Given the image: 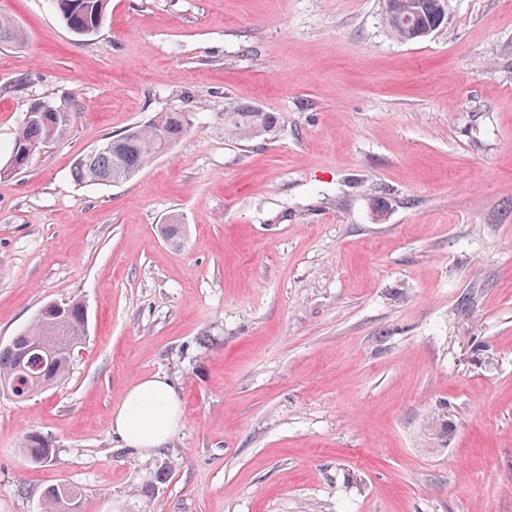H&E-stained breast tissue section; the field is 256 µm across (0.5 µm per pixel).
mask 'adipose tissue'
I'll list each match as a JSON object with an SVG mask.
<instances>
[{
	"label": "adipose tissue",
	"instance_id": "obj_1",
	"mask_svg": "<svg viewBox=\"0 0 512 512\" xmlns=\"http://www.w3.org/2000/svg\"><path fill=\"white\" fill-rule=\"evenodd\" d=\"M178 424V408L167 380L153 376L141 380L125 394L112 415V428L135 448L164 444Z\"/></svg>",
	"mask_w": 512,
	"mask_h": 512
}]
</instances>
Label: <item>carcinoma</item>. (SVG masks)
<instances>
[{"instance_id":"1","label":"carcinoma","mask_w":512,"mask_h":512,"mask_svg":"<svg viewBox=\"0 0 512 512\" xmlns=\"http://www.w3.org/2000/svg\"><path fill=\"white\" fill-rule=\"evenodd\" d=\"M109 0H54L55 9L71 32L86 29L99 18L106 19ZM447 0H385V21L391 35L401 42L414 41L413 28L435 31L445 21ZM23 30L0 18V44H20ZM66 124L60 112H27L16 133L12 151L39 149ZM272 112L229 107L224 112V131L240 140H252L277 127ZM185 116L162 112L144 125L133 126L103 144L105 151L89 164L77 162L71 175L78 184L111 183L132 179L162 154L183 133ZM88 314L79 301L48 304L31 326L0 349V391L19 402L61 384L70 373L72 354L86 336ZM448 416L437 412L425 428V436L447 442ZM22 448L33 462L49 458L50 444L37 434L23 438ZM81 494L67 484L46 494L47 512H77Z\"/></svg>"}]
</instances>
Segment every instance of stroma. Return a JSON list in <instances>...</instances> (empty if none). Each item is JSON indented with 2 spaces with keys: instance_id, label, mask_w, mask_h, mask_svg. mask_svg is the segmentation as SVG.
<instances>
[{
  "instance_id": "stroma-1",
  "label": "stroma",
  "mask_w": 512,
  "mask_h": 512,
  "mask_svg": "<svg viewBox=\"0 0 512 512\" xmlns=\"http://www.w3.org/2000/svg\"><path fill=\"white\" fill-rule=\"evenodd\" d=\"M384 14L110 0L82 40L49 0H0L27 35L0 45V161L33 104L69 115L0 178V347L47 304L89 315L66 381L0 393V512L60 483L80 512H512V0H448L413 43ZM230 106L279 126L231 139ZM160 112L186 130L138 176L72 180ZM156 375L177 429L129 447L112 414ZM21 447L32 462L47 460L52 452L50 444L37 434L26 435Z\"/></svg>"
}]
</instances>
